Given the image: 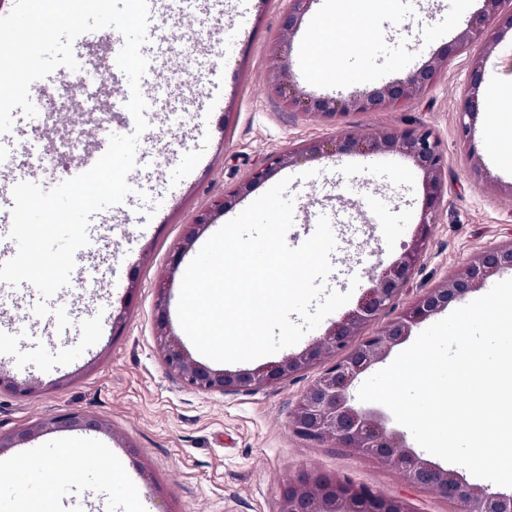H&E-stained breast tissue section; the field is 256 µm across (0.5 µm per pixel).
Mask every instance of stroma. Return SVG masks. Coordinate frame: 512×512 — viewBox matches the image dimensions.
I'll list each match as a JSON object with an SVG mask.
<instances>
[{
  "label": "stroma",
  "mask_w": 512,
  "mask_h": 512,
  "mask_svg": "<svg viewBox=\"0 0 512 512\" xmlns=\"http://www.w3.org/2000/svg\"><path fill=\"white\" fill-rule=\"evenodd\" d=\"M371 22L369 65L383 82L419 68L444 42L465 28L479 4L469 0H415L411 10L386 12L380 0H360ZM289 0H222L196 7L189 20L168 24L166 35L194 44L193 56L176 54L164 65L168 87L189 102L187 111L148 126L137 146L153 158L146 176L132 180L127 212L102 213L113 232L99 230L93 265L98 274L77 271L58 299L77 297L85 315L71 322L55 350L41 337L20 329L24 355L0 358V368L20 382L38 380L39 390L25 397L0 391V432L66 412L94 414L112 425L111 435L63 430L0 453V462L25 457L36 478L0 490V512H51L42 490L54 480L49 461L69 448H104L115 465L137 485L144 512H276L284 482L301 473L349 477L376 491L407 499L413 512H448L435 494L410 487L403 474L388 470L365 454L338 448H306L291 434L289 412L317 377V370L292 376L272 387L206 394L184 386L164 365L153 336L155 288L166 273L183 227L210 200L247 176L268 156L306 141L349 131L368 135L412 125L430 127L447 154L448 177L431 244L411 281L419 292L458 270L467 258L512 237V196L498 187L512 182V170L492 159L485 119L473 126L474 150L457 135L468 55L449 62L423 98L382 112H353L335 122L291 112L269 91L270 41ZM247 22L236 52H228L224 31L238 17ZM320 25L327 39L357 36L348 10L328 12L319 0L305 16L290 50L291 71L314 96L349 94L373 88L374 80L356 76L344 85L307 77L296 66L300 46ZM400 61H393L392 52ZM512 84V34L497 38L484 70V93ZM80 97L61 100L69 125L50 130L44 120L27 125L16 151L41 155L60 147L72 131L85 127ZM288 192L302 210L286 235L293 245L306 238L305 214L340 211L343 201L356 208L336 229L339 261L327 279L329 289L345 291L351 277L359 290L370 287L369 269L396 256L410 241L424 196L420 171L400 154L347 155L303 162L284 169ZM382 199L386 217L374 222L368 198ZM121 328H113V317Z\"/></svg>",
  "instance_id": "1"
}]
</instances>
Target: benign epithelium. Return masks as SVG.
Here are the masks:
<instances>
[{
  "label": "benign epithelium",
  "instance_id": "1",
  "mask_svg": "<svg viewBox=\"0 0 512 512\" xmlns=\"http://www.w3.org/2000/svg\"><path fill=\"white\" fill-rule=\"evenodd\" d=\"M318 2L290 0L271 47L272 92L288 109L333 120L348 112H381L423 97L449 61L468 53L470 66L459 113V135L463 142L471 143L474 119L483 108L480 88L484 61L494 45L483 36L490 27L499 32L512 30V0H480L482 6L466 28L439 46L424 65L381 87L347 97L309 96L297 87L288 72L285 53L304 17ZM352 153L402 154L422 172L425 193L410 241L403 244L396 257L374 267L372 287L364 292L355 307L300 352L252 370L237 371L215 368L194 358L173 333L169 319V282L183 256L220 216L279 171L303 161ZM446 176L447 156L441 140L426 127H410L401 132L382 129L371 136L347 134L300 143L270 156L233 188L213 197L197 212L193 223L186 225L168 275L156 287L154 341L165 366L186 386L203 393L224 394L271 387L332 358L334 362L319 373L291 409V432L299 441L320 446L329 444L370 455L386 468L403 473L413 487L432 491L445 499L448 512H509L511 494L472 486L455 472L417 456L398 434L387 431L375 415L351 405L350 389L358 376L403 343L415 326L481 288L491 276L512 270V240L496 243L472 254L459 270L446 275L434 286L422 289L383 329L367 333V328L399 300L418 272L430 245ZM64 429L112 433L108 421L100 416L69 412L37 420L10 434L0 433V453L48 431ZM277 512H413V509L405 500L384 496L349 477L303 473L288 479L281 488Z\"/></svg>",
  "mask_w": 512,
  "mask_h": 512
}]
</instances>
